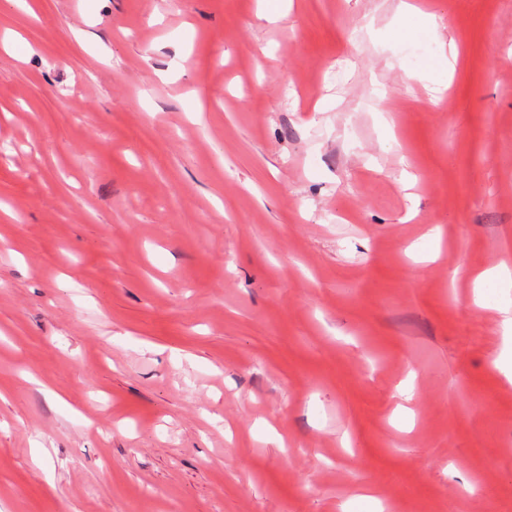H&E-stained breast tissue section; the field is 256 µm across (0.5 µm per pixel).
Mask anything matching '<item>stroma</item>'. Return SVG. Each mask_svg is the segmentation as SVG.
Returning a JSON list of instances; mask_svg holds the SVG:
<instances>
[{
    "mask_svg": "<svg viewBox=\"0 0 512 512\" xmlns=\"http://www.w3.org/2000/svg\"><path fill=\"white\" fill-rule=\"evenodd\" d=\"M399 2L0 0V512H512V0Z\"/></svg>",
    "mask_w": 512,
    "mask_h": 512,
    "instance_id": "35a3bbf8",
    "label": "stroma"
}]
</instances>
